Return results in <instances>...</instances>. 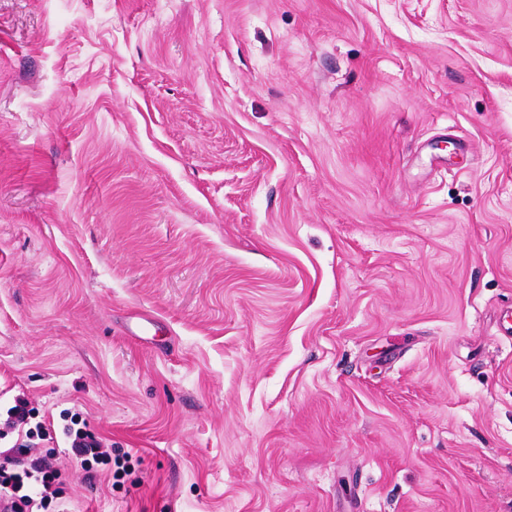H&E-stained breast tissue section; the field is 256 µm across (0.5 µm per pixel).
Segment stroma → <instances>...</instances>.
<instances>
[{"mask_svg":"<svg viewBox=\"0 0 512 512\" xmlns=\"http://www.w3.org/2000/svg\"><path fill=\"white\" fill-rule=\"evenodd\" d=\"M509 308L512 0H0V407L131 455L69 512H512Z\"/></svg>","mask_w":512,"mask_h":512,"instance_id":"35a3bbf8","label":"stroma"}]
</instances>
